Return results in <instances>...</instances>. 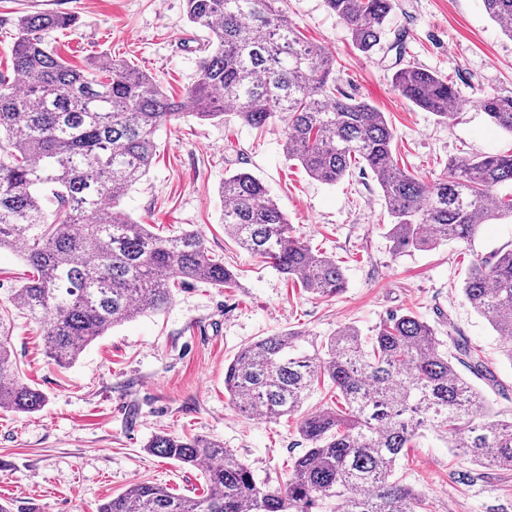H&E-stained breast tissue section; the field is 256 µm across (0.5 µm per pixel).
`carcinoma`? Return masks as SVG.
<instances>
[{
	"label": "carcinoma",
	"instance_id": "carcinoma-1",
	"mask_svg": "<svg viewBox=\"0 0 512 512\" xmlns=\"http://www.w3.org/2000/svg\"><path fill=\"white\" fill-rule=\"evenodd\" d=\"M279 0H184L187 21L208 32L198 77L175 99L147 74L104 54L76 68L46 37L75 24L64 13L21 17L12 47L13 77L0 75V249H21L33 275L16 304L43 324L45 352L60 366L113 327L165 311L175 284L228 287L235 275L195 229L161 236L121 208L156 157L155 133L181 118L230 117L254 129L279 122L286 156L321 182L335 184L360 164L374 175L392 218L396 254L443 240L469 246L481 227L512 220V154L458 157L438 178L398 167L385 114L332 83V61L302 39ZM364 54L380 45L394 0H325ZM512 37V0H483ZM394 88L420 109L449 121L454 83L406 65ZM478 107L512 135V95ZM224 237L320 297L345 287L336 259L292 235L266 186L238 171L226 178ZM465 299L509 337L512 360V249L476 258ZM9 311L0 312V409L31 413L43 392L20 382L9 348ZM443 350L437 329L408 312L366 339L343 325L323 339L287 331L245 345L224 369L229 401L246 416L298 414L316 385L335 389L338 407L299 419L308 448L292 462L283 488L257 481L224 444L157 434L151 451L202 467L206 494L175 496L141 482L98 512H312L321 502L341 512H429L426 495L395 479L399 461L425 430L472 462L512 470V418L485 402L467 378L509 389L481 350L462 338Z\"/></svg>",
	"mask_w": 512,
	"mask_h": 512
}]
</instances>
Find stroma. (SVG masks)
I'll list each match as a JSON object with an SVG mask.
<instances>
[{"label": "stroma", "mask_w": 512, "mask_h": 512, "mask_svg": "<svg viewBox=\"0 0 512 512\" xmlns=\"http://www.w3.org/2000/svg\"><path fill=\"white\" fill-rule=\"evenodd\" d=\"M280 7L304 40L333 59L337 87L385 113L400 167L431 179L452 158L512 152V135L477 106L489 94L512 95V39L482 0H394L385 35L368 55L353 47L325 0H281ZM36 12L74 17L72 28L48 38L71 65L86 67L107 52L152 75L175 97L197 77L207 33L188 24L184 0H0V72L11 66L18 19ZM409 63L454 82L462 107L451 121L394 90V71ZM156 143L154 164L122 209L163 235L198 230L209 250L233 266L238 284L176 288L164 312L112 328L62 368L46 355L40 326L14 306L27 263L20 251H0V305L12 314L17 376L47 396L34 413L0 410V502L13 512H97L144 480L202 495L200 469L150 450L161 432L223 442L259 482L285 485L305 447L297 417L241 415L224 391V369L243 346L288 330L322 338L352 324L367 336L390 316L413 312L440 337L459 336L480 349L512 387V345L461 293L474 255L512 248V223L482 226L469 248L448 241L397 255L370 172L353 168L333 185L312 179L288 161L280 125L259 131L185 118L161 127ZM234 171L262 179L294 235L336 257L347 281L343 293L311 294L225 238L219 188ZM475 468L429 431L400 461L396 476L426 494L433 512H489L497 504L512 512V470L488 469L484 480L468 486L455 481L454 472Z\"/></svg>", "instance_id": "obj_1"}]
</instances>
